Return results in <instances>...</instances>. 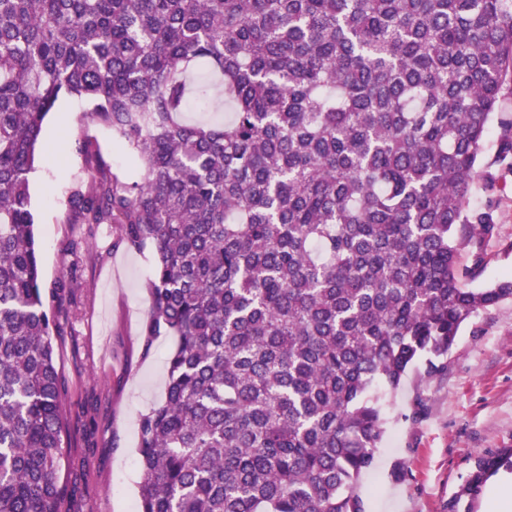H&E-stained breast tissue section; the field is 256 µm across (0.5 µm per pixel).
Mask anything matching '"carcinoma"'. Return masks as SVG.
<instances>
[{"mask_svg": "<svg viewBox=\"0 0 512 512\" xmlns=\"http://www.w3.org/2000/svg\"><path fill=\"white\" fill-rule=\"evenodd\" d=\"M64 96L138 173L81 129L91 182L63 222L152 247L143 355L177 340L139 419L140 512H365L372 388L444 371L462 324L512 299L461 281L495 229L478 166L512 152V0H0V512H62L29 176ZM225 103L222 126L186 119ZM499 466L478 458L463 494Z\"/></svg>", "mask_w": 512, "mask_h": 512, "instance_id": "obj_1", "label": "carcinoma"}]
</instances>
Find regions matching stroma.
Returning <instances> with one entry per match:
<instances>
[{"instance_id": "1", "label": "stroma", "mask_w": 512, "mask_h": 512, "mask_svg": "<svg viewBox=\"0 0 512 512\" xmlns=\"http://www.w3.org/2000/svg\"><path fill=\"white\" fill-rule=\"evenodd\" d=\"M85 109L64 98L48 115L44 148L53 160L31 173L30 193L44 288L65 273L79 282L55 306L63 327L56 362L68 390L64 507L128 512L139 504L138 420L164 395L174 340L157 337L151 355L142 354L151 251L114 244L107 225L61 221V201L83 176L71 145L81 126H89L115 174L131 165L110 130L90 126ZM491 174L493 186L479 190L476 201L492 205L497 232L482 248L477 288L512 279V165L493 166ZM76 240L77 257L70 253ZM383 418L375 464L357 488L365 512H498L497 488L512 483V469L492 474L476 498L459 491L477 457L512 451V300L478 311L461 327L443 372L430 377L415 366L387 392Z\"/></svg>"}]
</instances>
